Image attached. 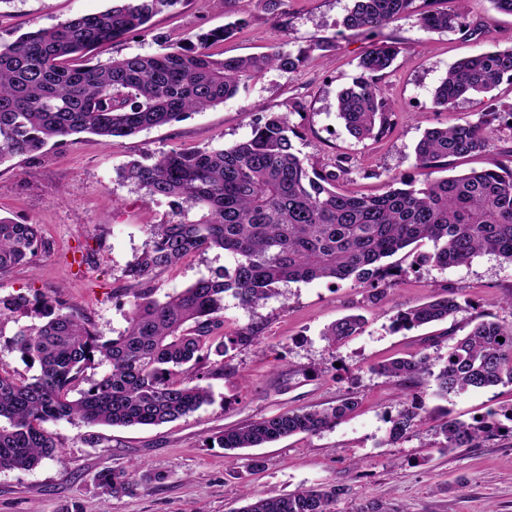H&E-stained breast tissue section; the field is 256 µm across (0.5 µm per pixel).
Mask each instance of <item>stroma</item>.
<instances>
[{
	"instance_id": "1",
	"label": "stroma",
	"mask_w": 512,
	"mask_h": 512,
	"mask_svg": "<svg viewBox=\"0 0 512 512\" xmlns=\"http://www.w3.org/2000/svg\"><path fill=\"white\" fill-rule=\"evenodd\" d=\"M111 0H0V41L50 28L77 15L109 8ZM352 0H288L285 14L251 8L239 32L223 45L225 56L265 53L276 46L307 47L311 36L330 41L310 53L293 73L269 71L222 104L185 114L179 121L110 139L82 133L48 143L33 156L0 164V216L41 228L44 246L29 263L0 275V295L60 297L87 312L100 336H118L127 325L131 284L126 265L143 250L145 228L162 222H192L194 209L172 206L122 181L128 161L170 151L228 148L248 139L253 108L292 114L293 140L316 167L345 159L348 190L384 192L391 176H416L415 146L430 127L489 120L487 146L478 155L449 159L445 176L480 169L512 149V85L431 111L433 92L459 59L512 46V15L491 0H465L462 29L427 33L410 11L376 35L343 28ZM236 0H175L148 27L90 53L94 64L160 52L163 39L194 37L223 26ZM395 42L399 55L383 78L392 105L391 130L379 140H357L336 113V95L359 74L360 58L375 45ZM426 242L390 257L397 275L379 297L351 281L297 282L278 296L247 308L224 298V327L256 332L255 343L231 345L223 357L230 378L200 369L209 404L156 426H91L78 420L46 423L61 454L34 469L0 472V512H237L266 492L338 485L345 492L335 512H359L376 503L380 512H512V431L502 430L476 448L446 449L438 424L447 418L473 422L502 419L512 411V385L433 396L429 382L403 381L376 372L389 358L430 355L444 363L452 338L491 318L512 322V263L483 253L445 269L427 262ZM223 250L195 253L157 271L156 298L187 288L229 265ZM459 291L463 308L448 321L411 330L393 326L399 309L422 304L445 289ZM362 315L361 332L329 345L323 331L336 320ZM345 397L356 409L317 434H296L259 448L264 468L249 471L246 451L230 452L209 441L230 427L286 411L324 408ZM425 401L431 412L413 432L387 444L390 419L404 404ZM138 464L141 473H163L162 483L139 487L121 498L102 493L96 477L105 469Z\"/></svg>"
}]
</instances>
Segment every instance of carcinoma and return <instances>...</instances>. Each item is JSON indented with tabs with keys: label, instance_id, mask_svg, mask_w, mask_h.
<instances>
[{
	"label": "carcinoma",
	"instance_id": "cac0c4a2",
	"mask_svg": "<svg viewBox=\"0 0 512 512\" xmlns=\"http://www.w3.org/2000/svg\"><path fill=\"white\" fill-rule=\"evenodd\" d=\"M119 5L78 15L51 28L0 41V163L40 151L49 141L80 133L124 137L170 124L235 97L246 81L271 69L296 70L309 52L325 50L324 37L293 52L282 47L246 57L220 56L219 44L232 37L243 19L198 34L185 43H166L163 51L88 65L92 48L144 28L174 0H117ZM446 8L420 13L428 32L462 27V0H444ZM239 12L260 5L277 15L288 0H238ZM414 0H353L342 20L345 29L373 33L396 22ZM398 56L388 43L359 61L360 75L336 96L338 117L356 139L379 137L388 129L391 107L382 76ZM512 84V47L474 54L453 64L435 89L431 110L444 112L459 101L485 93L502 82ZM304 109L300 100L287 112L260 109L251 136L230 148L171 151L150 163H126L119 177L153 197L172 198L201 211L190 223L150 224L142 252L124 269L132 281L131 315L117 337L103 339L90 316L44 295L0 297V339L4 323L24 316L7 339L21 357L38 364L32 378L17 376L0 364V471L30 470L58 457L48 421L79 419L87 424L147 426L171 422L211 400L209 388L192 372L211 354L224 355L227 344L247 345L252 329L224 332V296L231 293L253 307L291 282L353 280L377 290L394 277L382 264L398 251L425 240L429 256L442 268L493 253L512 262V157L454 177H437L449 158L484 151L487 122H465L424 132L415 147L420 178H389L387 191L357 196L340 186L348 174L341 159L317 168L295 152L289 115ZM43 245L35 224L0 218V274L25 262ZM219 248L232 264L203 276L187 288L154 297L151 275L190 254ZM462 309L453 290L433 300L398 310L394 325L411 329L442 322ZM358 315L343 317L323 336L332 344L358 332ZM504 341H498V338ZM107 367L97 380H86L92 364ZM435 360L394 358L377 372L405 380L431 379L433 395L512 384V324L481 320ZM88 387L79 388L82 382ZM77 396H72V393ZM357 406L347 397L324 409L288 411L217 437L226 450L258 448L296 434H316L336 425ZM428 413L425 406H405L390 419L389 439L413 431ZM494 431V424L448 419L440 432L448 448H474ZM97 485L114 496L139 485L137 467L108 470ZM341 486L310 487L266 493L236 512H333L344 494Z\"/></svg>",
	"mask_w": 512,
	"mask_h": 512
}]
</instances>
